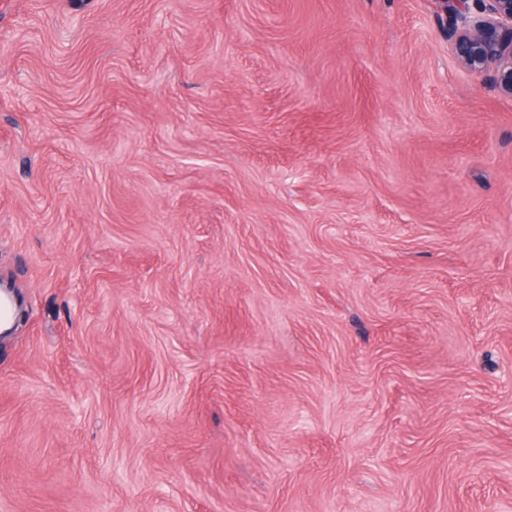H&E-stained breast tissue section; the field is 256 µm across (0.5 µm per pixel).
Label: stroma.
<instances>
[{
    "label": "stroma",
    "mask_w": 512,
    "mask_h": 512,
    "mask_svg": "<svg viewBox=\"0 0 512 512\" xmlns=\"http://www.w3.org/2000/svg\"><path fill=\"white\" fill-rule=\"evenodd\" d=\"M0 512L512 506V98L435 0H0Z\"/></svg>",
    "instance_id": "stroma-1"
}]
</instances>
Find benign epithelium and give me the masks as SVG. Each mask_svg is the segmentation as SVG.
I'll list each match as a JSON object with an SVG mask.
<instances>
[{
	"label": "benign epithelium",
	"instance_id": "obj_1",
	"mask_svg": "<svg viewBox=\"0 0 512 512\" xmlns=\"http://www.w3.org/2000/svg\"><path fill=\"white\" fill-rule=\"evenodd\" d=\"M456 60L512 97V0H439Z\"/></svg>",
	"mask_w": 512,
	"mask_h": 512
}]
</instances>
